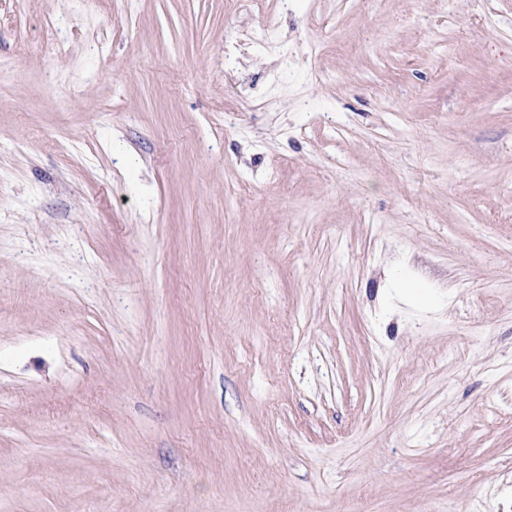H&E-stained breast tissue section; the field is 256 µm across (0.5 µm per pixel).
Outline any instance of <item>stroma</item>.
<instances>
[{"label": "stroma", "mask_w": 512, "mask_h": 512, "mask_svg": "<svg viewBox=\"0 0 512 512\" xmlns=\"http://www.w3.org/2000/svg\"><path fill=\"white\" fill-rule=\"evenodd\" d=\"M0 58V512H512V0H0Z\"/></svg>", "instance_id": "obj_1"}]
</instances>
